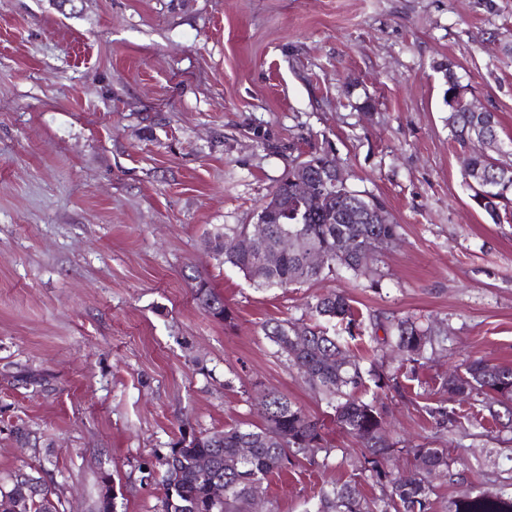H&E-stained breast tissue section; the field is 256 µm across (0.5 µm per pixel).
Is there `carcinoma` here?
<instances>
[{
    "instance_id": "carcinoma-1",
    "label": "carcinoma",
    "mask_w": 512,
    "mask_h": 512,
    "mask_svg": "<svg viewBox=\"0 0 512 512\" xmlns=\"http://www.w3.org/2000/svg\"><path fill=\"white\" fill-rule=\"evenodd\" d=\"M448 88V127L462 145L472 146L470 167L482 175L483 183L472 189L474 206L492 219L512 204V163L499 160L491 150L503 152L500 146L498 116L494 112H472L464 98L463 86L455 78L453 65L445 68ZM331 158L329 153L315 152L296 164L275 187L271 198L261 208L268 218L266 256L233 253L225 248L226 239L257 231L256 224H241L219 235L211 242L213 250L224 254V263L238 269L259 288H286L290 285L333 275L338 270L359 273V258L372 259L375 241L397 239L399 225L393 223L376 198L365 197L352 189H336L326 193L320 210L295 219L285 218L283 208L294 210L302 198L296 171L308 166L314 180H321ZM296 235L294 247L286 253L277 250L282 230ZM319 250L330 255L321 270L312 268L308 254ZM194 300L209 316L229 326L232 312L224 297L203 277H196ZM315 323L295 321L266 322L264 336L295 367L334 410L332 423L340 432L360 445L363 470L381 487V495L367 499L350 483L335 484L322 491L313 512H432L433 480L448 472V449L418 444L398 448L384 439V410L379 392L400 393L405 385L398 376L385 371L383 363L369 362L349 354L340 337L332 335L320 322H337L344 332L354 336L363 325L342 293H331L316 299L310 306ZM391 338L411 364L406 378L414 377L416 366L427 354L443 346L446 338L433 322L412 316L392 325ZM441 391L458 401L475 395L483 396L482 404L495 418L502 405L512 422V366L491 364L481 358L464 364L463 371L443 380ZM425 412L437 429L444 431L456 421L457 413L440 399L425 406ZM259 425H236L212 434L181 439L162 462L165 490L164 512H247L251 502L264 491V483L292 464L298 454H323L320 466L327 465L332 448L325 424L311 418L297 403L279 391L266 393ZM249 448L246 456L239 449ZM397 453L413 457L417 468L413 481L398 478L383 467ZM51 489L39 477L28 475L22 482H12L0 489V512H59L50 499ZM448 512H512V492L495 495L479 493L451 502Z\"/></svg>"
}]
</instances>
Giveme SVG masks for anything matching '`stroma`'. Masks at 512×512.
I'll return each instance as SVG.
<instances>
[{"label": "stroma", "instance_id": "35a3bbf8", "mask_svg": "<svg viewBox=\"0 0 512 512\" xmlns=\"http://www.w3.org/2000/svg\"><path fill=\"white\" fill-rule=\"evenodd\" d=\"M0 0V487L41 477L59 512H162L182 432L259 423L273 389L333 411L262 333L343 291L382 324L429 317L448 349L387 399L386 434L447 449L435 512L512 484V430L437 432L424 407L467 358L512 365V216L474 209L446 64L512 138V0ZM328 150L399 236L366 272L258 288L211 248L298 158ZM205 277L226 326L193 298ZM25 439H17V428ZM298 457L264 512L322 489L380 494L358 443Z\"/></svg>", "mask_w": 512, "mask_h": 512}]
</instances>
